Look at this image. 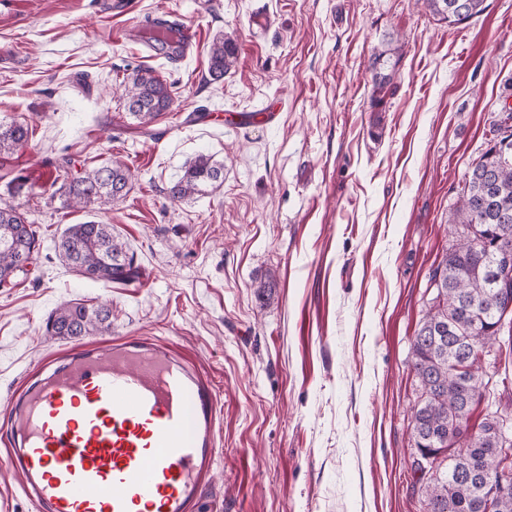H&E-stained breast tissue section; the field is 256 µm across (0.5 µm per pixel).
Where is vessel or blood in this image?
Here are the masks:
<instances>
[{
  "instance_id": "b4317fda",
  "label": "vessel or blood",
  "mask_w": 512,
  "mask_h": 512,
  "mask_svg": "<svg viewBox=\"0 0 512 512\" xmlns=\"http://www.w3.org/2000/svg\"><path fill=\"white\" fill-rule=\"evenodd\" d=\"M218 423L212 383L167 343L93 342L20 394L8 465L40 512H196Z\"/></svg>"
}]
</instances>
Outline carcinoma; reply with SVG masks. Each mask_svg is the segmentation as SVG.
I'll list each match as a JSON object with an SVG mask.
<instances>
[{
	"label": "carcinoma",
	"instance_id": "obj_1",
	"mask_svg": "<svg viewBox=\"0 0 512 512\" xmlns=\"http://www.w3.org/2000/svg\"><path fill=\"white\" fill-rule=\"evenodd\" d=\"M454 0H424L436 20L462 24L484 9V0H467L470 13L457 16ZM237 63V47L225 35L214 39L209 74L224 78ZM125 110L145 127L169 111L174 103L170 85L153 69H136L119 84ZM512 137V110L502 108L494 137ZM29 125L0 123V155H10L28 142ZM53 182L64 205L104 210L123 199L131 184V170L119 161L91 170L71 172V160L56 167ZM224 185V164L200 155L167 188L172 202L190 199ZM448 223L459 228V242L430 273L431 304L412 341L411 370L421 394L411 421L417 458L416 482L423 485L428 512H512V490L491 501L477 479L512 467L498 451L500 415L486 414L471 423L475 404L486 397L488 382L482 354L499 342L503 330L512 331V317L501 322L502 289L491 284L490 265L500 253L499 267L512 274V155L487 145L464 174ZM38 241L34 224L18 208L0 204V286L25 271L35 260ZM64 261L77 274L105 283L134 281L140 268L125 244L112 234V225L100 221L70 225L58 243ZM110 311L82 303L64 304L52 314L47 331L73 338L110 331Z\"/></svg>",
	"mask_w": 512,
	"mask_h": 512
}]
</instances>
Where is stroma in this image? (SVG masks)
<instances>
[{
  "instance_id": "obj_1",
  "label": "stroma",
  "mask_w": 512,
  "mask_h": 512,
  "mask_svg": "<svg viewBox=\"0 0 512 512\" xmlns=\"http://www.w3.org/2000/svg\"><path fill=\"white\" fill-rule=\"evenodd\" d=\"M0 0V122L28 123L0 157V203L39 232L27 273L0 287V439L33 369L86 337L46 333L63 303L104 305L112 337L155 336L214 385L218 455L202 512H426L410 419L411 343L428 278L455 244L448 213L465 171L512 106V0L450 26L423 0ZM265 13V31L253 27ZM193 27L186 58L140 40L146 19ZM235 69L208 74L213 39ZM389 56L374 93L369 61ZM140 67L173 86L149 128L117 87ZM277 103L274 123L227 129L195 111ZM224 165L215 192L170 202L186 163ZM116 160L135 174L105 213L64 207L51 172ZM21 175L23 192L3 178ZM103 219L142 270L105 284L59 255L62 231ZM472 420L512 418V362ZM237 63V47L233 39L224 34L214 39L209 56V74L213 80L224 78Z\"/></svg>"
}]
</instances>
